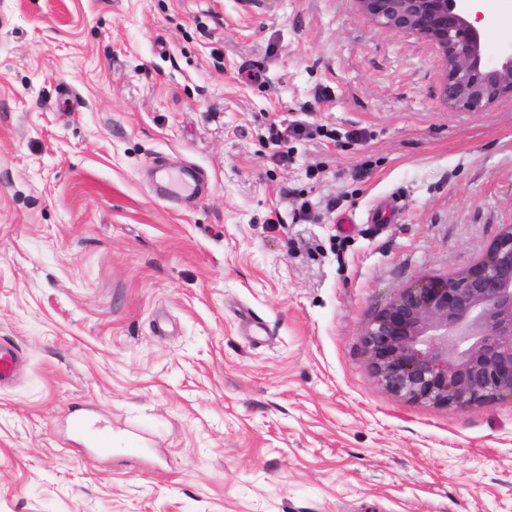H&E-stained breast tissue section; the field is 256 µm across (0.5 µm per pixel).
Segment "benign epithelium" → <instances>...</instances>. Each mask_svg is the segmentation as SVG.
Masks as SVG:
<instances>
[{"label": "benign epithelium", "mask_w": 512, "mask_h": 512, "mask_svg": "<svg viewBox=\"0 0 512 512\" xmlns=\"http://www.w3.org/2000/svg\"><path fill=\"white\" fill-rule=\"evenodd\" d=\"M383 29L414 32L446 61L443 97L485 110L512 96V43L493 47L471 21L474 0H358ZM384 388L412 402L468 408L512 399V225L471 266L402 289L363 336Z\"/></svg>", "instance_id": "benign-epithelium-1"}]
</instances>
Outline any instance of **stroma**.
<instances>
[{"mask_svg":"<svg viewBox=\"0 0 512 512\" xmlns=\"http://www.w3.org/2000/svg\"><path fill=\"white\" fill-rule=\"evenodd\" d=\"M443 81L357 0H0V512H512V400L362 346L512 224V96ZM161 192L165 195L192 196L198 189V177L195 169L191 167L161 169Z\"/></svg>","mask_w":512,"mask_h":512,"instance_id":"stroma-1","label":"stroma"}]
</instances>
